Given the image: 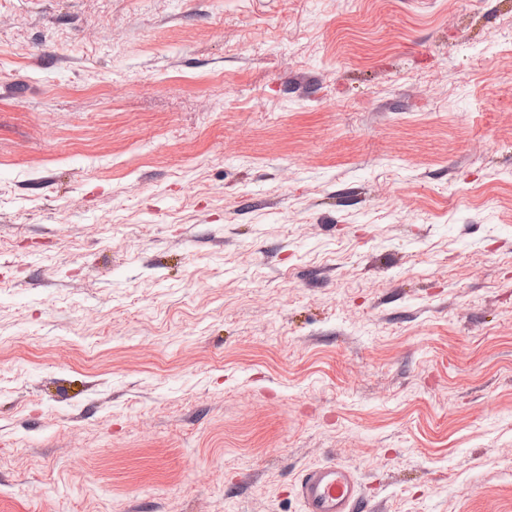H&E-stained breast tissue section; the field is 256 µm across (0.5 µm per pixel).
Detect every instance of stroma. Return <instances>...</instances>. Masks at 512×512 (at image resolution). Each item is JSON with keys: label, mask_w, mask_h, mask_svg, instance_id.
Instances as JSON below:
<instances>
[{"label": "stroma", "mask_w": 512, "mask_h": 512, "mask_svg": "<svg viewBox=\"0 0 512 512\" xmlns=\"http://www.w3.org/2000/svg\"><path fill=\"white\" fill-rule=\"evenodd\" d=\"M512 512V0H0V512ZM295 489L305 512H365L354 474L335 464L305 469Z\"/></svg>", "instance_id": "35a3bbf8"}]
</instances>
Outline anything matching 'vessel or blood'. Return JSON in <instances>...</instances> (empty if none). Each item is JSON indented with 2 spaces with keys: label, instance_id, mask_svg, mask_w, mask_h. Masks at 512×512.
<instances>
[{
  "label": "vessel or blood",
  "instance_id": "b4317fda",
  "mask_svg": "<svg viewBox=\"0 0 512 512\" xmlns=\"http://www.w3.org/2000/svg\"><path fill=\"white\" fill-rule=\"evenodd\" d=\"M295 489L304 512H365L355 476L344 467L324 464L307 468Z\"/></svg>",
  "mask_w": 512,
  "mask_h": 512
}]
</instances>
